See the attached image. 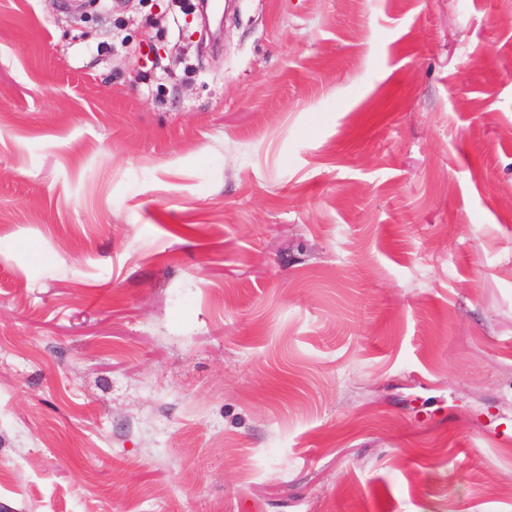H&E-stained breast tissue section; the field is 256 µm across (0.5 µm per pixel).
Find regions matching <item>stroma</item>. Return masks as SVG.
<instances>
[{"instance_id":"stroma-1","label":"stroma","mask_w":512,"mask_h":512,"mask_svg":"<svg viewBox=\"0 0 512 512\" xmlns=\"http://www.w3.org/2000/svg\"><path fill=\"white\" fill-rule=\"evenodd\" d=\"M0 0V512H512V0Z\"/></svg>"}]
</instances>
